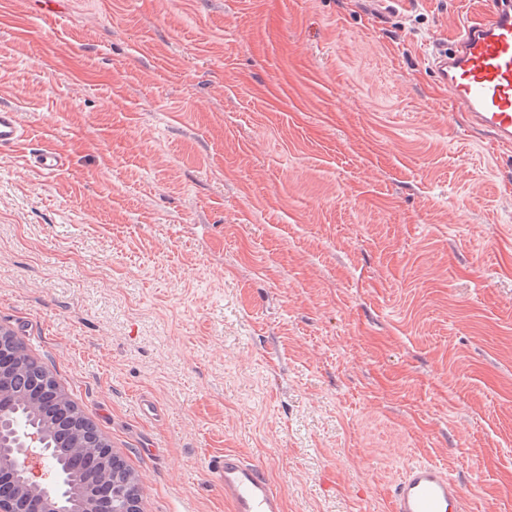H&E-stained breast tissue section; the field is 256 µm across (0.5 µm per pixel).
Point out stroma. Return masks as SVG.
<instances>
[{
    "mask_svg": "<svg viewBox=\"0 0 512 512\" xmlns=\"http://www.w3.org/2000/svg\"><path fill=\"white\" fill-rule=\"evenodd\" d=\"M492 2L0 0V328L142 512H233L227 450L285 512L416 462L512 512V149L425 61ZM25 140V130L18 120V110L0 107V150L13 148ZM29 166L41 174H52L65 166L67 158L58 150L43 147L30 153ZM117 459V464L115 467H112V478L115 477L116 482L124 485L126 488V492L129 497L133 500H136L135 503H131L128 510H124L122 508V504L124 501V491L120 488L115 487L113 484H110L105 479H102L101 484L105 486L106 492L104 494V499L107 501L108 512H138L137 509V501L140 498V484L137 476L128 468L125 462L117 455L115 456Z\"/></svg>",
    "mask_w": 512,
    "mask_h": 512,
    "instance_id": "35a3bbf8",
    "label": "stroma"
}]
</instances>
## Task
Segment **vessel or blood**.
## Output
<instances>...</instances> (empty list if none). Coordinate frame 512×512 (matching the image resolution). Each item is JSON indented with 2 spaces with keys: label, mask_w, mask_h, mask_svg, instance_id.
Here are the masks:
<instances>
[{
  "label": "vessel or blood",
  "mask_w": 512,
  "mask_h": 512,
  "mask_svg": "<svg viewBox=\"0 0 512 512\" xmlns=\"http://www.w3.org/2000/svg\"><path fill=\"white\" fill-rule=\"evenodd\" d=\"M438 86L448 90L468 125L488 131L497 145L512 148V0H495L463 27L450 48L427 58ZM25 139L13 107H0V150ZM31 168L52 174L67 159L43 147L29 154ZM206 470L224 490L234 512H284L282 494L263 466L235 452L211 457ZM467 487L446 469L417 462L398 474L390 488L391 512H465Z\"/></svg>",
  "instance_id": "vessel-or-blood-1"
}]
</instances>
